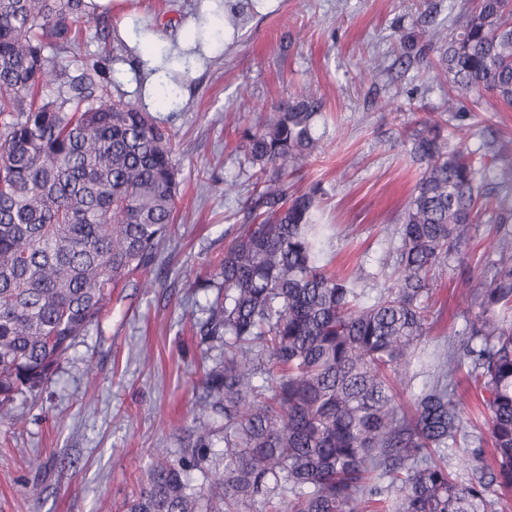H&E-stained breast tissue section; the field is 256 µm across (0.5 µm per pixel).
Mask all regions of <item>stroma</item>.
<instances>
[{
  "instance_id": "stroma-1",
  "label": "stroma",
  "mask_w": 512,
  "mask_h": 512,
  "mask_svg": "<svg viewBox=\"0 0 512 512\" xmlns=\"http://www.w3.org/2000/svg\"><path fill=\"white\" fill-rule=\"evenodd\" d=\"M237 2L242 26L217 32L207 60L194 62L177 97L156 108L189 148L177 158L181 195L159 262L144 281L113 288L109 312L61 361L24 424L0 423V512H124L151 465L181 458L195 427L212 421L199 397L217 351L198 331L212 293L190 281L220 261L246 220L258 173L244 158L242 129L303 92L321 98L315 131L325 152L280 185L318 188L320 259L353 275L370 299L394 273L386 227L424 171L411 151L423 122H442L449 147L462 141L479 153L494 140L512 161V106H482L477 92L453 87L438 50L420 38L431 25H451L460 0ZM197 11L198 0H130L110 20L121 29L136 13L173 41L192 37ZM103 48L100 24L84 23L70 70L108 60L121 91L137 97L133 56ZM229 182L235 192H226ZM498 218L482 214L473 238L431 270L438 322L413 360L414 389L431 381L440 353L466 344L462 312L492 257L488 230Z\"/></svg>"
}]
</instances>
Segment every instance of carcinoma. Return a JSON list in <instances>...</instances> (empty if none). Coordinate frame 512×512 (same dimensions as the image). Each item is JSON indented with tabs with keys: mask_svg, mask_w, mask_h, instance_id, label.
<instances>
[{
	"mask_svg": "<svg viewBox=\"0 0 512 512\" xmlns=\"http://www.w3.org/2000/svg\"><path fill=\"white\" fill-rule=\"evenodd\" d=\"M211 2L241 25L237 7ZM87 18L85 0H0V422L13 426L112 287L155 264L177 208L171 130L142 99L112 97L104 66L73 74L59 59ZM423 37L445 46L455 87L512 104V0H472L453 30ZM206 44L201 28L193 47L162 49L153 71L178 84ZM48 82L56 91L44 96ZM321 110L308 92L243 129L248 162L280 177L302 169L322 151ZM413 153L423 176L400 223L386 225L399 238L396 277L372 302L320 263L314 192L290 198L254 183L253 222L192 282L216 289L200 332L223 338L203 385L224 435L197 427L187 456L153 465L125 512H498L496 489L512 492V322L501 318L512 310V233L496 230L479 311H463V354L413 391L407 369L429 339L428 272L490 202L472 152L449 151L439 124L424 123ZM483 158L496 186H512L511 162ZM463 368L486 438H467L455 396ZM462 442L460 470L449 451Z\"/></svg>",
	"mask_w": 512,
	"mask_h": 512,
	"instance_id": "carcinoma-1",
	"label": "carcinoma"
}]
</instances>
